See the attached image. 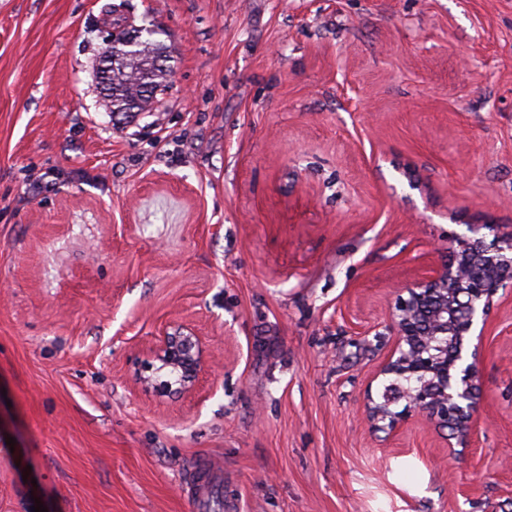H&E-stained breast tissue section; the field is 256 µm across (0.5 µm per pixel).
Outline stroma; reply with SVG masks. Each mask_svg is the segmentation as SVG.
<instances>
[{"instance_id":"35a3bbf8","label":"stroma","mask_w":512,"mask_h":512,"mask_svg":"<svg viewBox=\"0 0 512 512\" xmlns=\"http://www.w3.org/2000/svg\"><path fill=\"white\" fill-rule=\"evenodd\" d=\"M105 2L0 0V512H193L201 459L206 512H512V289L470 447L365 419L395 288L512 232V0H124L123 123ZM155 34V29L146 27L120 30L112 40V57L114 49L122 53L115 67L110 60L108 47L102 52L101 65L112 64L102 74L105 84L112 75V92L104 94L100 91V94L104 106L112 115L127 119L139 112L151 110L157 91L162 90L168 83L170 70L165 63L170 58L169 46L153 39ZM161 58L164 59L163 67L156 65ZM144 71L150 73L148 79L144 78ZM131 110L135 112H129ZM151 352L164 366L181 370L183 387L195 382L205 368V347L198 336H158ZM211 485V465L209 463H195L189 470L186 481L188 494L197 499L198 502L205 504L208 500V491Z\"/></svg>"}]
</instances>
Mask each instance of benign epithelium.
Here are the masks:
<instances>
[{"label": "benign epithelium", "instance_id": "obj_1", "mask_svg": "<svg viewBox=\"0 0 512 512\" xmlns=\"http://www.w3.org/2000/svg\"><path fill=\"white\" fill-rule=\"evenodd\" d=\"M491 242L461 238L450 261L395 290L387 331L390 350L377 375L388 379L380 399L366 393V420L391 435L411 420L425 419L450 431L456 443L470 446L482 401L480 365L484 324L499 291L512 288V233L492 224ZM205 347L197 336H160L153 355L181 370L190 385L205 368ZM415 377L420 385L401 388ZM405 403L400 411L393 406Z\"/></svg>", "mask_w": 512, "mask_h": 512}]
</instances>
